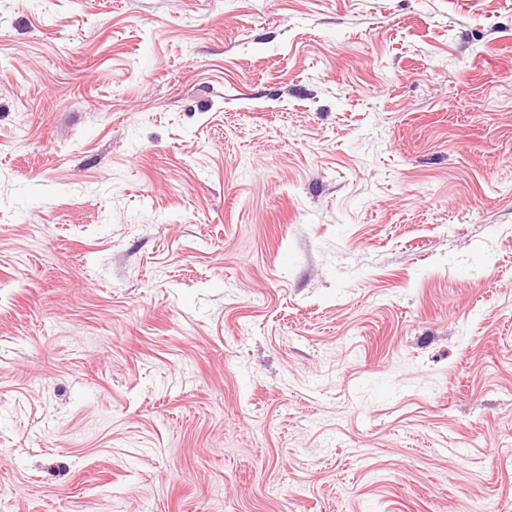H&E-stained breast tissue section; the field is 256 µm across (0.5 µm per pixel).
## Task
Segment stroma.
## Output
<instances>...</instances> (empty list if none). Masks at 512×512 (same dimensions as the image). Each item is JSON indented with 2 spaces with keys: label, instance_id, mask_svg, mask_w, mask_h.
Returning a JSON list of instances; mask_svg holds the SVG:
<instances>
[{
  "label": "stroma",
  "instance_id": "35a3bbf8",
  "mask_svg": "<svg viewBox=\"0 0 512 512\" xmlns=\"http://www.w3.org/2000/svg\"><path fill=\"white\" fill-rule=\"evenodd\" d=\"M0 512H512V0H0Z\"/></svg>",
  "mask_w": 512,
  "mask_h": 512
}]
</instances>
